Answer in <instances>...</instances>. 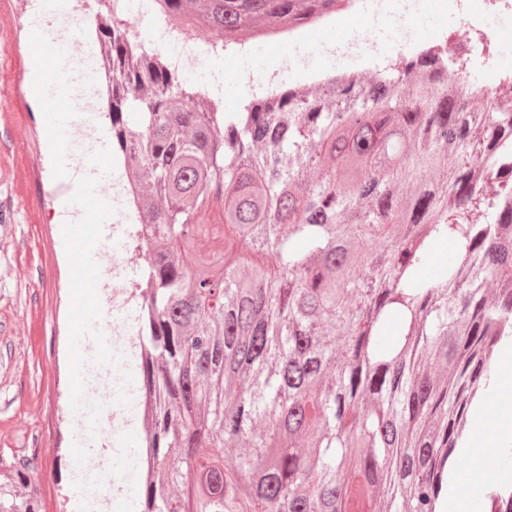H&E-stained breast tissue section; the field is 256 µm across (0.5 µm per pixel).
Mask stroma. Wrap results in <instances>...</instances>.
I'll return each instance as SVG.
<instances>
[{
  "instance_id": "obj_1",
  "label": "stroma",
  "mask_w": 512,
  "mask_h": 512,
  "mask_svg": "<svg viewBox=\"0 0 512 512\" xmlns=\"http://www.w3.org/2000/svg\"><path fill=\"white\" fill-rule=\"evenodd\" d=\"M40 2L0 0V89L7 92L0 103V206L12 214L11 222H0V468L28 467L43 494L42 512H74L70 487L86 477L84 457L111 451L113 471L137 482L127 451L141 447L144 433L125 427L93 437L74 434L62 414L70 400V386L57 364L59 340L69 333L61 308L70 300V269L61 263L65 245L56 211L63 181L48 164L51 149L42 107L27 96L35 75L27 37L45 23L37 12ZM417 14L412 34L421 47L453 33L461 22L451 0H420ZM292 58L285 46L258 48L247 64L226 51L211 57L205 72L191 80L201 94L209 76L220 74V107L234 112L250 93L247 70L280 74L289 87L307 84ZM493 384L478 428L465 434L468 451L453 459L477 490L449 496L447 512H483L489 487L512 479V450H486L476 437L480 431L494 436L512 429L497 397L501 390L512 394V365L498 367Z\"/></svg>"
}]
</instances>
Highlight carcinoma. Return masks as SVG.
<instances>
[{
    "instance_id": "cac0c4a2",
    "label": "carcinoma",
    "mask_w": 512,
    "mask_h": 512,
    "mask_svg": "<svg viewBox=\"0 0 512 512\" xmlns=\"http://www.w3.org/2000/svg\"><path fill=\"white\" fill-rule=\"evenodd\" d=\"M338 2L156 5L231 34ZM98 35L112 138L146 188L138 343L157 409L142 512H436L472 399L512 336V112L468 108L495 89L448 84L431 49L373 85L353 73L317 96L286 88L220 112L123 29ZM210 197L218 223L202 214ZM229 233L273 268L240 276L218 246ZM3 480L0 512H31L28 474Z\"/></svg>"
}]
</instances>
